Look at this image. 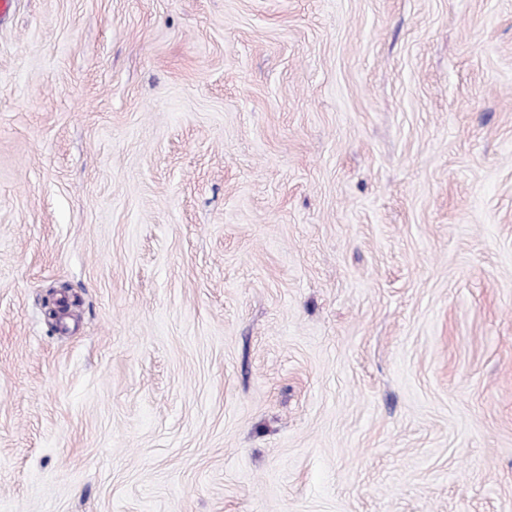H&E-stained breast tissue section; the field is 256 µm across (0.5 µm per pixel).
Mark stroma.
<instances>
[{"instance_id":"obj_1","label":"stroma","mask_w":512,"mask_h":512,"mask_svg":"<svg viewBox=\"0 0 512 512\" xmlns=\"http://www.w3.org/2000/svg\"><path fill=\"white\" fill-rule=\"evenodd\" d=\"M0 512H512V0H14Z\"/></svg>"}]
</instances>
